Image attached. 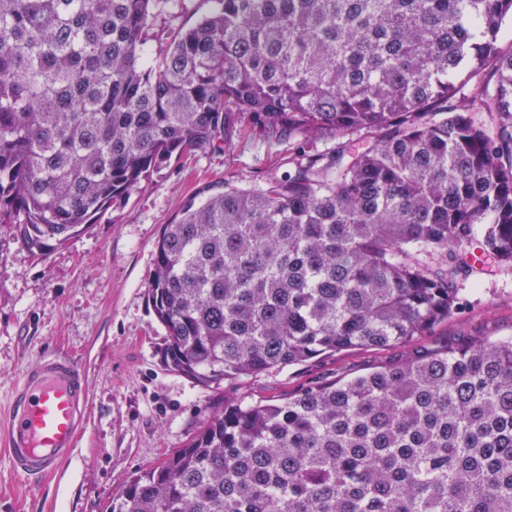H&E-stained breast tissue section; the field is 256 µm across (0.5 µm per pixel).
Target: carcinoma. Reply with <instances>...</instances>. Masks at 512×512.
<instances>
[{"mask_svg": "<svg viewBox=\"0 0 512 512\" xmlns=\"http://www.w3.org/2000/svg\"><path fill=\"white\" fill-rule=\"evenodd\" d=\"M211 2L0 0V224L44 256L186 150L304 146L162 230L165 362L202 384L409 342L468 253L512 268V0ZM108 512H512V337L217 413ZM213 7L204 0H182L178 10V21L190 26Z\"/></svg>", "mask_w": 512, "mask_h": 512, "instance_id": "cac0c4a2", "label": "carcinoma"}]
</instances>
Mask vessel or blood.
<instances>
[{
	"mask_svg": "<svg viewBox=\"0 0 512 512\" xmlns=\"http://www.w3.org/2000/svg\"><path fill=\"white\" fill-rule=\"evenodd\" d=\"M8 460L27 479L58 470L73 455L86 418V382L79 364L43 357L9 396Z\"/></svg>",
	"mask_w": 512,
	"mask_h": 512,
	"instance_id": "obj_1",
	"label": "vessel or blood"
}]
</instances>
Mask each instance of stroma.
<instances>
[{"instance_id":"obj_1","label":"stroma","mask_w":512,"mask_h":512,"mask_svg":"<svg viewBox=\"0 0 512 512\" xmlns=\"http://www.w3.org/2000/svg\"><path fill=\"white\" fill-rule=\"evenodd\" d=\"M289 153L251 127L231 146L184 153L42 258L14 225L0 224V414L22 372L46 354L78 361L89 395L75 454L55 474L22 480L0 449V512H106L132 475L184 447L218 411L282 401L466 339L512 336V271L488 263L458 279L455 313L408 345L347 348L210 386L167 369V332L149 296L164 225L225 181L250 188L287 176Z\"/></svg>"}]
</instances>
